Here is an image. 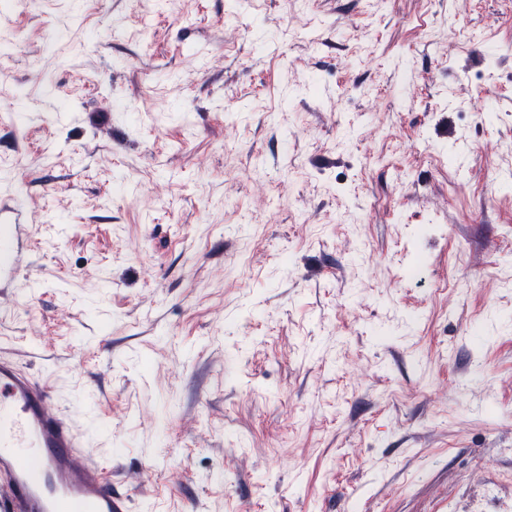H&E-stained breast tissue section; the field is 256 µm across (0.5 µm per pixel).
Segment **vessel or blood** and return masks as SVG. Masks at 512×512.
Returning a JSON list of instances; mask_svg holds the SVG:
<instances>
[{
  "instance_id": "obj_1",
  "label": "vessel or blood",
  "mask_w": 512,
  "mask_h": 512,
  "mask_svg": "<svg viewBox=\"0 0 512 512\" xmlns=\"http://www.w3.org/2000/svg\"><path fill=\"white\" fill-rule=\"evenodd\" d=\"M0 222V282L17 277L30 256L26 211L8 206ZM0 512H128L112 489V470L96 461L47 380L0 352Z\"/></svg>"
}]
</instances>
